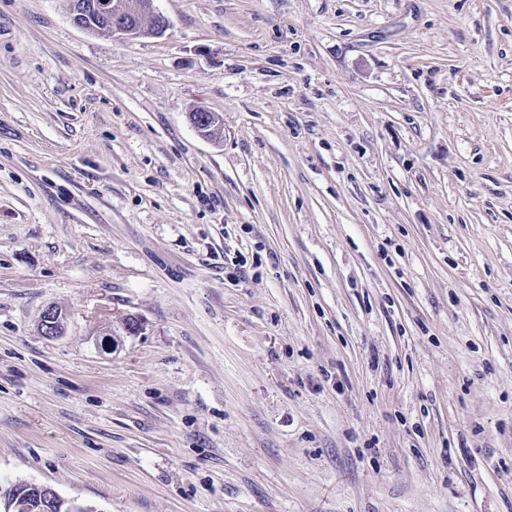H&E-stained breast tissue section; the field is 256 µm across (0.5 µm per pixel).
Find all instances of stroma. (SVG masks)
Listing matches in <instances>:
<instances>
[{"instance_id": "obj_1", "label": "stroma", "mask_w": 512, "mask_h": 512, "mask_svg": "<svg viewBox=\"0 0 512 512\" xmlns=\"http://www.w3.org/2000/svg\"><path fill=\"white\" fill-rule=\"evenodd\" d=\"M153 7L0 0V487L512 512V0ZM73 18L81 27L89 14L97 16L112 35L139 37L146 19L153 23L151 35H162L169 26L168 19L152 10V0H73ZM41 330L45 338L54 340L61 336L65 329V317L56 305H48L41 314Z\"/></svg>"}]
</instances>
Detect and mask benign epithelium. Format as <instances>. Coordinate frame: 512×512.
I'll use <instances>...</instances> for the list:
<instances>
[{
	"label": "benign epithelium",
	"mask_w": 512,
	"mask_h": 512,
	"mask_svg": "<svg viewBox=\"0 0 512 512\" xmlns=\"http://www.w3.org/2000/svg\"><path fill=\"white\" fill-rule=\"evenodd\" d=\"M152 0H73V18L77 25L88 15L97 16L106 31L114 35L137 37L143 34L141 25L145 20L153 23L152 34H163L168 26V19L152 10ZM41 330L45 338L54 340L65 329V317L62 310L47 306L41 314ZM5 512H32V498L44 500L54 506L58 512H84L85 504L76 500H67L52 487L44 484L17 482L6 492Z\"/></svg>",
	"instance_id": "7a95c632"
}]
</instances>
